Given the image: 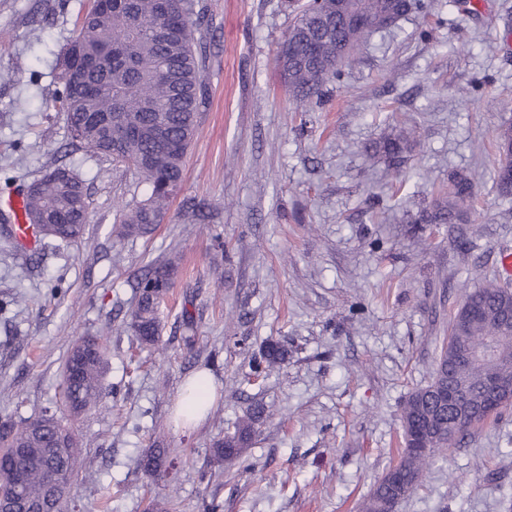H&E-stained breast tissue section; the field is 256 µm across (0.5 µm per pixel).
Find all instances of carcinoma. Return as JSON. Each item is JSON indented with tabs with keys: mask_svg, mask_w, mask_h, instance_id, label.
<instances>
[{
	"mask_svg": "<svg viewBox=\"0 0 512 512\" xmlns=\"http://www.w3.org/2000/svg\"><path fill=\"white\" fill-rule=\"evenodd\" d=\"M342 0H310L276 57L284 86L297 108L307 112L321 105L323 88L342 78V65L356 56L360 43L385 27L391 7L403 15L426 12L430 0H355L366 21L351 27L340 21L323 31L315 15H338ZM204 16L195 0H92L69 37L58 79L63 90L53 99L65 113L70 142L109 156L132 168L150 187V195L124 214L123 233L147 234L164 219L169 202L179 192L183 158L199 127L209 91L204 70ZM410 133L392 132L371 146L389 165L400 167L413 151ZM499 166L496 190L512 194V125H502L495 137ZM24 196L27 215L46 238L72 244L83 240L88 224L87 191L66 166H56L30 183ZM476 199L471 173L454 172L418 224H462ZM175 262H153L137 279L138 300L129 327L136 339L153 345L160 335L158 307L171 286ZM512 309V289L495 281L465 293L448 328L431 381L412 392L402 407L400 457L362 505V512H394L421 484L426 466L442 451L452 449L476 425L493 417L484 412L468 420L461 415L492 396L489 380L502 365L512 364V332L501 321ZM497 337L498 362L473 363L470 352ZM86 352L72 346L63 368L62 405L72 418L100 403L107 368L106 347ZM288 350L270 342L253 372L283 364ZM465 387L464 402L445 409L436 392L445 385ZM260 410L245 415L231 436L214 443L212 456L229 465L240 463L254 434ZM166 464L165 449L153 448L139 467L154 476ZM81 448L72 428L54 415L20 422H0V488L15 491L12 512H64L66 492L82 469Z\"/></svg>",
	"mask_w": 512,
	"mask_h": 512,
	"instance_id": "1",
	"label": "carcinoma"
}]
</instances>
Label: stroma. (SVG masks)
Listing matches in <instances>:
<instances>
[{
	"mask_svg": "<svg viewBox=\"0 0 512 512\" xmlns=\"http://www.w3.org/2000/svg\"><path fill=\"white\" fill-rule=\"evenodd\" d=\"M210 27L209 102L182 189L145 236L117 237L146 184L112 158L70 146L57 58L88 0H0V197L64 164L84 181L78 244L18 255L0 223V419L59 413L61 367L81 336L106 334L110 369L97 411L74 420L91 463L70 512H361L398 460L401 408L427 385L466 290L503 280L512 196L492 187V140L512 122V0H432L375 32L323 107L296 111L275 57L294 0H198ZM420 146L392 173L364 147L391 127ZM455 170L475 172L469 243L457 228L415 234L410 212ZM175 256L156 344L127 327L148 263ZM195 318L186 330L183 312ZM271 341L287 361L254 376ZM205 372L207 420L176 419L183 387ZM264 416L245 457L217 464L214 443L254 406ZM167 448L161 477L136 465ZM396 512H512V407L441 453Z\"/></svg>",
	"mask_w": 512,
	"mask_h": 512,
	"instance_id": "1",
	"label": "stroma"
}]
</instances>
